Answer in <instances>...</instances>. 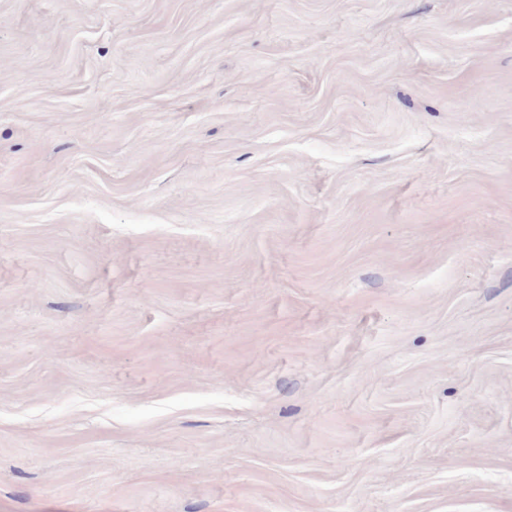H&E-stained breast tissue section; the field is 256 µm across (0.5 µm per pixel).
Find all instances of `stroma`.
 Returning <instances> with one entry per match:
<instances>
[{"mask_svg":"<svg viewBox=\"0 0 512 512\" xmlns=\"http://www.w3.org/2000/svg\"><path fill=\"white\" fill-rule=\"evenodd\" d=\"M0 512H512V0H0Z\"/></svg>","mask_w":512,"mask_h":512,"instance_id":"35a3bbf8","label":"stroma"}]
</instances>
